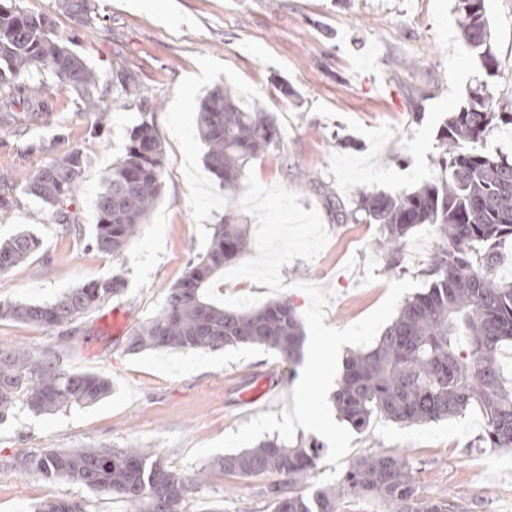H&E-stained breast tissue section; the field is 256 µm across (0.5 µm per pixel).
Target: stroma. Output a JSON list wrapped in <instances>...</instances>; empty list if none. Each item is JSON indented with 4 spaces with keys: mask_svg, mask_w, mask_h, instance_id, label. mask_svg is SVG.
<instances>
[{
    "mask_svg": "<svg viewBox=\"0 0 512 512\" xmlns=\"http://www.w3.org/2000/svg\"><path fill=\"white\" fill-rule=\"evenodd\" d=\"M32 12L54 15L63 39L113 95L104 115L84 111L76 96L52 78L44 83L52 103L49 125L19 131L0 125V174L18 176L49 158L39 143L64 137L80 148L83 168L78 208L81 230L65 233L34 198L0 212V240L33 233L41 248L27 262L0 272V301L40 303L71 288L123 273L118 297L85 314L79 336L66 339L31 324L0 321V343L59 354L67 370L108 377L112 391L99 403L35 415L17 406L0 423V512H32L51 499L82 501L86 512H134L61 480L21 474L24 454L50 448H115L134 443L164 452L166 462L193 472L192 447L236 431L261 413L293 405L300 373L273 351L241 346L214 352H128L113 335L109 317L122 309L129 327L152 317L165 292L201 251L209 227L224 213V189L205 169L196 112L216 85L232 87L242 101L271 112L283 132L279 147L248 164L265 186L279 185L317 209L329 241L313 261L284 265V290L276 297L297 312L309 304L301 283L333 292L325 325L343 329L375 310L387 284L406 277L429 285L427 269L437 241L431 228L408 240L401 271L385 268L374 246V224L338 220L326 196L351 202L356 189L411 192L436 175L437 136L449 112L469 102L484 70L461 37L454 0H96L99 19L84 26L55 14L54 0H16ZM494 48L512 68V0H486ZM139 87L156 102L153 113L165 148L160 200L140 233L118 258L86 248L96 224L95 200L129 130L145 105L118 94L120 83ZM292 95H285L283 86ZM348 147H338V140ZM266 378L274 392L250 408L238 394ZM483 417L400 424L375 421L354 433L344 465L384 449L404 455L422 497L453 505L455 512H512V451L481 448ZM207 485L189 497L187 512H272L266 475L239 478L213 467Z\"/></svg>",
    "mask_w": 512,
    "mask_h": 512,
    "instance_id": "1",
    "label": "stroma"
}]
</instances>
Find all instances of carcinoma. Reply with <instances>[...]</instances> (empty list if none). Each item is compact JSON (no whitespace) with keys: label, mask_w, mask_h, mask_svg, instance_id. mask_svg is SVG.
<instances>
[{"label":"carcinoma","mask_w":512,"mask_h":512,"mask_svg":"<svg viewBox=\"0 0 512 512\" xmlns=\"http://www.w3.org/2000/svg\"><path fill=\"white\" fill-rule=\"evenodd\" d=\"M461 34L476 51L487 80L468 104L450 113L440 128L437 177L412 192L358 189L353 208L342 214L355 223L377 224V245L386 269L401 268L408 238L420 226L432 227L437 247L428 270L431 283L406 299L397 316L367 350L345 360L334 395L338 417L364 432L372 422L427 423L476 409L486 420L479 446L512 449V384L497 361V349L512 341V281L495 277L498 246L512 240V155L487 149L498 128L512 127V109L492 104V81L504 73L496 55L486 0H454ZM58 10L76 22L94 20L92 0H56ZM40 71L73 92L86 112L100 113L107 96L95 71L60 38L49 16L0 3V124H46L50 103L26 75ZM198 134L204 163L224 187V216L211 227L203 251L187 263L159 311L126 337L137 353L149 349L207 352L239 345L263 346L291 366L302 361L305 333L294 308L273 301L250 309H227L205 296L224 266L251 249L247 225L236 199L245 191L248 162L279 145L282 134L272 114L247 108L230 88L216 86L199 104ZM43 147L53 153L26 177L22 191L52 211L67 231L80 229L77 193L82 174L79 148ZM162 141L144 119L104 178L95 208L97 222L89 249L121 256L161 196ZM17 184L0 178V208L13 205ZM34 235L21 232L0 244V272L40 249ZM126 288L123 274L73 288L51 302L0 301V320L40 326L59 336H77V320ZM112 391L99 374L66 370L58 356L0 345V421L22 404L33 414L95 404ZM320 443L294 445L277 438L228 454L218 461L228 475L285 476L265 490L273 512H337L342 497L384 499L390 512H448L450 505L419 496L407 460L393 450L357 459L334 487L313 497L293 493L317 468ZM22 473H36L86 487L101 496L132 502L135 512H186L185 503L206 484L207 469L187 475L151 448H50L18 459ZM36 512H84L71 499L49 500Z\"/></svg>","instance_id":"cac0c4a2"}]
</instances>
